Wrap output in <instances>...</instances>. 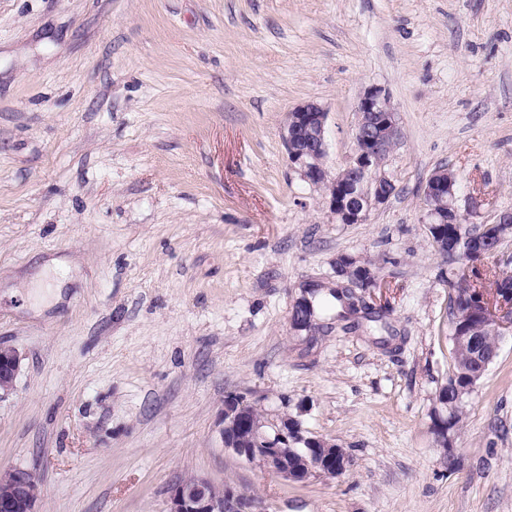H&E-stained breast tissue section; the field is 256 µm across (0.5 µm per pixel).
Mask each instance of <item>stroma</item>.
I'll list each match as a JSON object with an SVG mask.
<instances>
[{
    "label": "stroma",
    "instance_id": "35a3bbf8",
    "mask_svg": "<svg viewBox=\"0 0 512 512\" xmlns=\"http://www.w3.org/2000/svg\"><path fill=\"white\" fill-rule=\"evenodd\" d=\"M402 138L367 223L339 224L280 140L328 111L330 169L362 91ZM460 176L471 228L512 208V0H0V466L41 512H165L202 476L266 512H512V334L440 447L449 268L420 189ZM371 263L381 322L315 341L290 314L334 261ZM239 396L345 448L295 483L225 448ZM22 356L14 347L0 345V399L14 389Z\"/></svg>",
    "mask_w": 512,
    "mask_h": 512
}]
</instances>
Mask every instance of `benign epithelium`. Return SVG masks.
<instances>
[{"label": "benign epithelium", "mask_w": 512, "mask_h": 512, "mask_svg": "<svg viewBox=\"0 0 512 512\" xmlns=\"http://www.w3.org/2000/svg\"><path fill=\"white\" fill-rule=\"evenodd\" d=\"M352 152L346 164L331 171L327 166V110L307 101L290 111L280 128V138L291 167L314 187L325 189L324 202L339 224H364L372 210L388 202L395 184L384 169L385 144L402 137L397 111L379 87L364 89L356 108ZM427 225L446 224L444 209L461 213L455 179L448 170H435L420 192ZM501 287L489 296L475 287L465 268L455 271L456 280L468 287L467 316L492 330L496 336L512 332V271L498 269ZM22 356L14 347L0 345V398L14 389ZM476 386V381L456 387L453 404L435 409L433 431L448 435L455 405ZM221 435L224 447L268 473L291 482L313 474L333 478L348 467V457L336 443L308 436L294 417L251 418L244 403L235 397L224 401ZM41 482L31 469L0 470V512H40ZM166 512H258L257 503L230 486L194 476L175 484Z\"/></svg>", "instance_id": "1"}]
</instances>
